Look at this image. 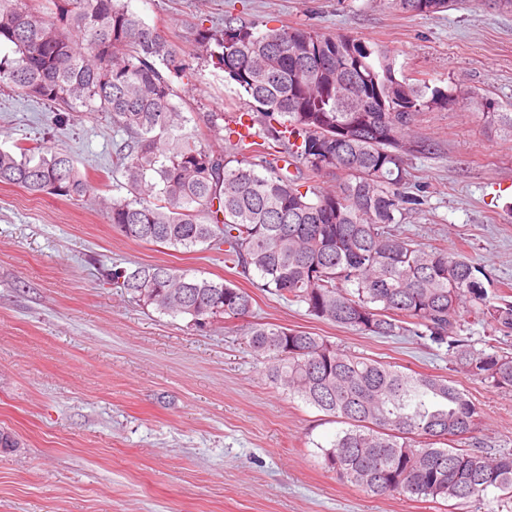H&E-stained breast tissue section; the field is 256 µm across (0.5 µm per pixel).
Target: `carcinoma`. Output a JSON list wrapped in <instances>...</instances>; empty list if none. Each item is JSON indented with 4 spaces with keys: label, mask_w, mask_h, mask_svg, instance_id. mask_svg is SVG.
Returning <instances> with one entry per match:
<instances>
[{
    "label": "carcinoma",
    "mask_w": 512,
    "mask_h": 512,
    "mask_svg": "<svg viewBox=\"0 0 512 512\" xmlns=\"http://www.w3.org/2000/svg\"><path fill=\"white\" fill-rule=\"evenodd\" d=\"M0 0V86L70 112H100L125 135L112 156L127 196L105 201L112 229L140 243L224 252L257 288L303 304L309 315L366 336H415L447 348L455 368L512 393V353L477 349L461 335L468 306L512 332V303L493 304L482 268L443 246L403 236L421 204L404 157L430 149L413 135L419 113L448 92L396 76L390 57L343 34L303 27L262 33L232 17L202 32L201 54L247 99L231 124L207 115L214 150L181 133L187 101L173 78L183 49L122 0ZM419 16L451 0H385ZM216 49H211L210 44ZM474 110L512 139V112ZM341 175L333 189L316 175ZM0 183L78 200L94 193L67 154L40 143L0 149ZM106 277L138 301L204 329L246 322V341L270 379L345 425L323 450L336 477L374 497L468 501L489 490L512 503V453L484 455L469 440L482 408L445 376L406 370L336 348L306 331L251 320L253 296L231 280L162 264L115 267Z\"/></svg>",
    "instance_id": "cac0c4a2"
}]
</instances>
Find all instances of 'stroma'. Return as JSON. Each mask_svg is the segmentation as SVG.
<instances>
[{
	"mask_svg": "<svg viewBox=\"0 0 512 512\" xmlns=\"http://www.w3.org/2000/svg\"><path fill=\"white\" fill-rule=\"evenodd\" d=\"M183 48L178 90L190 93L184 134L203 139L204 116L243 93L195 51L197 30L225 15L270 28L346 34L387 51L397 77L447 90L421 112L431 152L407 156L425 190L402 230L421 244L466 253L484 267L492 302H512V141L472 114L512 110V12L457 0L411 16L380 0H127ZM95 112H66L0 87V147L44 144L69 154L99 186L78 201L0 183V429L20 446L0 453V512H489L469 502L373 497L336 479L322 448L339 429L268 377L244 322L205 329L114 288L112 265L164 264L233 279L223 255L135 243L114 232L102 199L120 198L112 146ZM256 320L306 331L348 352L448 377L484 412L482 452H512V395L453 371L446 349L378 338L309 315L253 289Z\"/></svg>",
	"mask_w": 512,
	"mask_h": 512,
	"instance_id": "stroma-1",
	"label": "stroma"
}]
</instances>
